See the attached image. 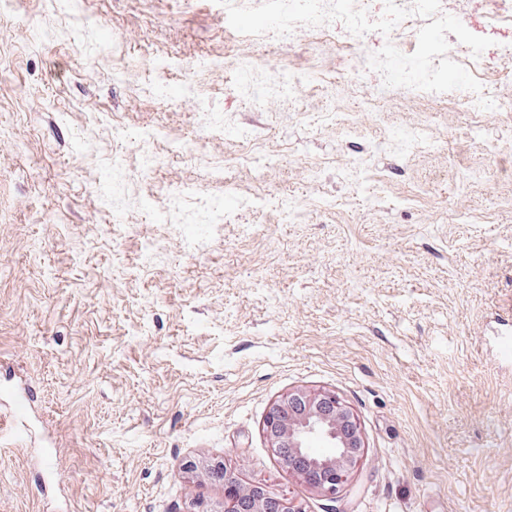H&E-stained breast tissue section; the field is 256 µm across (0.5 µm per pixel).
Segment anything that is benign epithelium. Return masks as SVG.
Here are the masks:
<instances>
[{
	"label": "benign epithelium",
	"instance_id": "7a95c632",
	"mask_svg": "<svg viewBox=\"0 0 512 512\" xmlns=\"http://www.w3.org/2000/svg\"><path fill=\"white\" fill-rule=\"evenodd\" d=\"M269 448L289 471L327 500H336L349 476L364 461L365 446L354 412L333 391L297 389L270 407L263 421ZM224 486V499L193 504L197 512H303L290 500L259 486L244 487L222 463L204 472Z\"/></svg>",
	"mask_w": 512,
	"mask_h": 512
}]
</instances>
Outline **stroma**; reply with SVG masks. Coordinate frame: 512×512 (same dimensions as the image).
I'll return each mask as SVG.
<instances>
[{"instance_id":"1","label":"stroma","mask_w":512,"mask_h":512,"mask_svg":"<svg viewBox=\"0 0 512 512\" xmlns=\"http://www.w3.org/2000/svg\"><path fill=\"white\" fill-rule=\"evenodd\" d=\"M332 27L270 39L281 70L328 80L268 110L247 87L269 77L255 40L215 0L0 14V419L25 430L0 433V512H187L184 466L213 459L303 512H512V112L369 102L352 76L383 36L354 56ZM201 57L253 65L184 73ZM187 83L225 135L144 172L112 130L200 138ZM419 128L433 144L407 147ZM244 131L274 158L264 179ZM297 388L359 420L366 460L333 503L263 433Z\"/></svg>"}]
</instances>
